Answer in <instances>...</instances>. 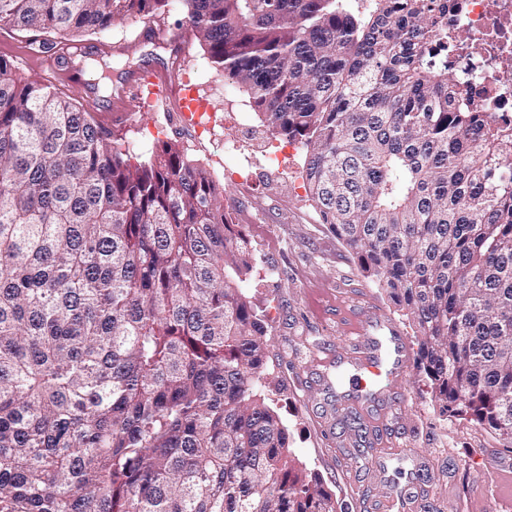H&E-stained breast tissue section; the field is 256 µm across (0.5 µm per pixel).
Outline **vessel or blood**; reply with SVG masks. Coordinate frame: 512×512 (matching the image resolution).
I'll return each mask as SVG.
<instances>
[{
	"instance_id": "1",
	"label": "vessel or blood",
	"mask_w": 512,
	"mask_h": 512,
	"mask_svg": "<svg viewBox=\"0 0 512 512\" xmlns=\"http://www.w3.org/2000/svg\"><path fill=\"white\" fill-rule=\"evenodd\" d=\"M370 326L367 342L355 356L326 351L313 357L309 367L326 394H334L336 382L342 378L349 386L353 406L380 411L389 405L385 383L398 380L408 367V345L399 327L382 315H375ZM369 466L383 479L396 470L406 473L407 484L392 486L378 508L380 512H407L413 496L412 483L427 468L425 459L415 453L383 449L372 454ZM495 475L498 499L505 512H512V461L500 462Z\"/></svg>"
}]
</instances>
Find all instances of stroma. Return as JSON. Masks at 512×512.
Instances as JSON below:
<instances>
[{
    "label": "stroma",
    "mask_w": 512,
    "mask_h": 512,
    "mask_svg": "<svg viewBox=\"0 0 512 512\" xmlns=\"http://www.w3.org/2000/svg\"><path fill=\"white\" fill-rule=\"evenodd\" d=\"M30 39L29 33L0 28V56L60 95L75 98L99 124L134 144L135 162L147 161L156 146L167 142L223 183L224 155L214 143L224 135L226 115L251 111L252 106L245 89L226 87L222 71L196 36L184 0H169L153 17L115 20L109 30L81 42L59 37L53 46L35 47ZM80 55L112 64L108 91L83 78L75 63ZM150 59L173 73L178 86L187 74L203 73L195 91L219 106L210 133L199 134L190 126L176 129L177 97L152 112L140 111L134 99L124 97L142 63ZM120 109L126 112L122 121L116 117ZM242 136L256 150L288 151V164L298 175L293 181L260 169L250 190H232L221 202L248 238L254 263L272 271L266 279L248 272L244 288L267 327L265 394L288 425L300 463L322 475L347 512H374L389 487L365 461L384 438L428 461V473L416 483L411 512H498L495 461L511 456L512 450L479 425L442 416L415 366H408L402 384L392 392L390 413L381 418L364 410L351 414L347 399L329 398L315 383L307 370L312 352H356L371 309L399 325L410 354H417L419 338L410 319L364 276L323 224L300 177L306 155L302 145L270 138L257 118Z\"/></svg>",
    "instance_id": "obj_1"
}]
</instances>
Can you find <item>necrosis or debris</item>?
Returning a JSON list of instances; mask_svg holds the SVG:
<instances>
[{"mask_svg": "<svg viewBox=\"0 0 512 512\" xmlns=\"http://www.w3.org/2000/svg\"><path fill=\"white\" fill-rule=\"evenodd\" d=\"M448 68L468 80L474 106L495 124L512 128V0H452ZM284 174L287 153L253 158L236 136L224 139V173L238 187L252 185L257 166Z\"/></svg>", "mask_w": 512, "mask_h": 512, "instance_id": "1", "label": "necrosis or debris"}]
</instances>
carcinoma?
I'll list each match as a JSON object with an SVG mask.
<instances>
[{
    "label": "carcinoma",
    "mask_w": 512,
    "mask_h": 512,
    "mask_svg": "<svg viewBox=\"0 0 512 512\" xmlns=\"http://www.w3.org/2000/svg\"><path fill=\"white\" fill-rule=\"evenodd\" d=\"M224 81L411 315L440 413L512 448V131L448 76L440 0H185ZM168 0H0L81 39ZM0 58V512H345L263 394L251 268L202 167L147 164Z\"/></svg>",
    "instance_id": "carcinoma-1"
}]
</instances>
